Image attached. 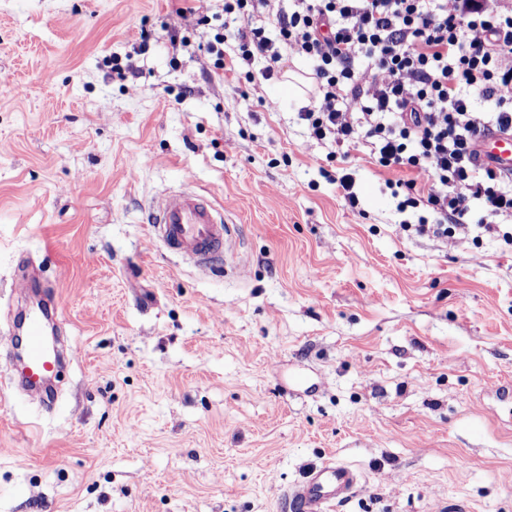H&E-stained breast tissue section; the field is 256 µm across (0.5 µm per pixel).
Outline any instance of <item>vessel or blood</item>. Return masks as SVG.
Masks as SVG:
<instances>
[{
    "label": "vessel or blood",
    "instance_id": "vessel-or-blood-1",
    "mask_svg": "<svg viewBox=\"0 0 512 512\" xmlns=\"http://www.w3.org/2000/svg\"><path fill=\"white\" fill-rule=\"evenodd\" d=\"M482 160L501 170H512V135L493 133L478 143ZM149 230L171 251L192 259L202 272L219 275L220 258L229 254L237 237L224 212L199 193L167 191L148 212ZM25 360L22 380L27 388L41 390L56 375L59 362L46 345L43 318L33 311L25 327ZM358 473L336 461L312 469L284 494L282 512H326L327 507L349 500L357 491Z\"/></svg>",
    "mask_w": 512,
    "mask_h": 512
}]
</instances>
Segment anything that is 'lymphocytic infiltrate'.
<instances>
[{"mask_svg": "<svg viewBox=\"0 0 512 512\" xmlns=\"http://www.w3.org/2000/svg\"><path fill=\"white\" fill-rule=\"evenodd\" d=\"M224 11L239 25L206 43L214 68L238 75L261 56L269 79L283 57L304 61L309 137L411 171L395 183L399 210L439 217L417 233L467 230L476 208L486 230L512 221V174L475 150L512 132V0H224Z\"/></svg>", "mask_w": 512, "mask_h": 512, "instance_id": "obj_1", "label": "lymphocytic infiltrate"}]
</instances>
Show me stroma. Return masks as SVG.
Listing matches in <instances>:
<instances>
[{
  "instance_id": "1",
  "label": "stroma",
  "mask_w": 512,
  "mask_h": 512,
  "mask_svg": "<svg viewBox=\"0 0 512 512\" xmlns=\"http://www.w3.org/2000/svg\"><path fill=\"white\" fill-rule=\"evenodd\" d=\"M177 7L0 0V512H281L330 459L360 475L332 512H512V246L412 231L388 171L309 138V90L208 66L224 0ZM171 188L223 208L237 272L151 239ZM24 276L53 410L12 387Z\"/></svg>"
}]
</instances>
